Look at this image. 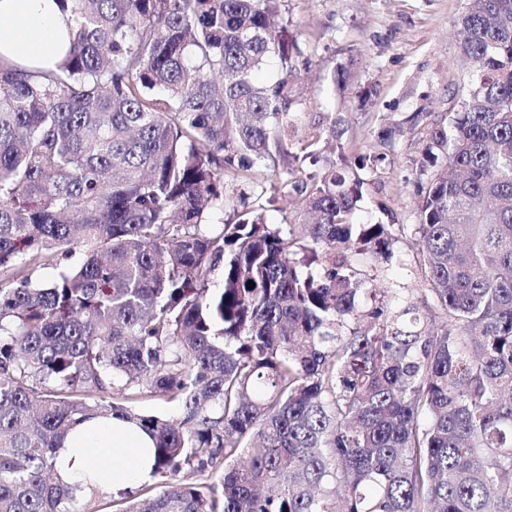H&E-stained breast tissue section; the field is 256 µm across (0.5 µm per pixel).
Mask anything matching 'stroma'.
I'll use <instances>...</instances> for the list:
<instances>
[{
	"label": "stroma",
	"instance_id": "35a3bbf8",
	"mask_svg": "<svg viewBox=\"0 0 512 512\" xmlns=\"http://www.w3.org/2000/svg\"><path fill=\"white\" fill-rule=\"evenodd\" d=\"M465 5V0H285L282 6L281 17L306 60L297 79L304 109L286 147L302 152L315 131L337 119L347 159L368 151L382 154V162L361 173L364 198L354 219L395 225L398 240L391 264L368 266L364 273L381 286L413 294L426 285L415 232L425 181L411 160L425 145L428 125L442 120L449 99L460 96L472 71L458 55L455 21ZM342 69L348 74L344 93L333 82ZM360 90L368 91V99L357 98ZM385 128L393 135L382 142L377 134ZM314 170L307 161L290 172L279 165L258 173L253 184L225 176L223 222H236L261 194L268 199L267 224L297 225L299 212L282 182Z\"/></svg>",
	"mask_w": 512,
	"mask_h": 512
}]
</instances>
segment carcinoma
<instances>
[{"label": "carcinoma", "mask_w": 512, "mask_h": 512, "mask_svg": "<svg viewBox=\"0 0 512 512\" xmlns=\"http://www.w3.org/2000/svg\"><path fill=\"white\" fill-rule=\"evenodd\" d=\"M62 8L54 70L0 64V512H80L56 452L93 417L154 440L115 512H512V0H467L475 81L414 160L440 326L363 277L397 241L351 221L379 154L293 181L298 234L260 205L213 223L224 173L297 160L280 0ZM155 395L180 422L136 408Z\"/></svg>", "instance_id": "obj_1"}]
</instances>
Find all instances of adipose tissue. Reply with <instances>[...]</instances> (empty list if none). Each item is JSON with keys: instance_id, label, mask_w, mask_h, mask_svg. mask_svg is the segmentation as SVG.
<instances>
[{"instance_id": "obj_1", "label": "adipose tissue", "mask_w": 512, "mask_h": 512, "mask_svg": "<svg viewBox=\"0 0 512 512\" xmlns=\"http://www.w3.org/2000/svg\"><path fill=\"white\" fill-rule=\"evenodd\" d=\"M73 22L58 0H0V62L52 70L68 46ZM153 440L119 418L77 425L57 457L60 478L79 487L119 491L153 481Z\"/></svg>"}]
</instances>
